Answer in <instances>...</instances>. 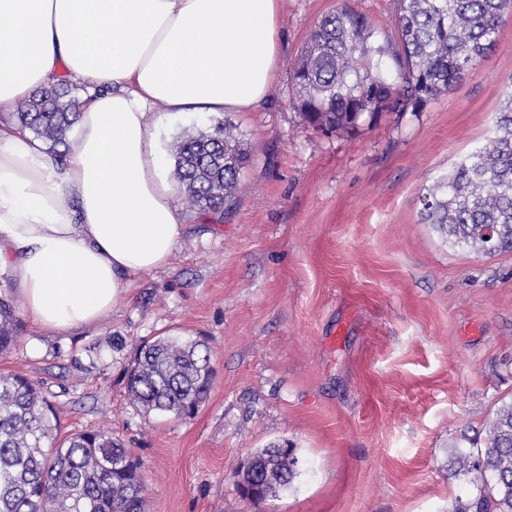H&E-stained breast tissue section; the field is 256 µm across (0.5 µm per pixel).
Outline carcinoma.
I'll list each match as a JSON object with an SVG mask.
<instances>
[{
    "label": "carcinoma",
    "mask_w": 512,
    "mask_h": 512,
    "mask_svg": "<svg viewBox=\"0 0 512 512\" xmlns=\"http://www.w3.org/2000/svg\"><path fill=\"white\" fill-rule=\"evenodd\" d=\"M397 49L374 40L364 16L348 5L324 16L294 67L293 107L305 126L356 134L382 112H418L455 87L495 42L512 0H399ZM65 79L19 102L23 130L55 146L77 122L78 101ZM229 122L177 146L172 179L191 208L217 212L234 197L249 151ZM424 218L448 243L493 257L512 252V90L495 136L421 196ZM14 306L0 298V352L18 332ZM210 347L198 338L159 336L142 343L125 369L126 388L147 412L193 415L213 379ZM51 409L25 377H0V512H145L140 462L112 436L89 430L45 447ZM460 454L476 492L453 512H512V402L489 422L484 446ZM270 445L248 461L239 489L251 500L277 494L297 474Z\"/></svg>",
    "instance_id": "1"
}]
</instances>
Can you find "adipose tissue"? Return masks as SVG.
I'll list each match as a JSON object with an SVG mask.
<instances>
[{
	"label": "adipose tissue",
	"mask_w": 512,
	"mask_h": 512,
	"mask_svg": "<svg viewBox=\"0 0 512 512\" xmlns=\"http://www.w3.org/2000/svg\"><path fill=\"white\" fill-rule=\"evenodd\" d=\"M281 0H0V112L60 73L84 85L68 159L0 123V264L34 324L99 325L184 230L161 112H249L280 62Z\"/></svg>",
	"instance_id": "obj_1"
}]
</instances>
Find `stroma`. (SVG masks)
Here are the masks:
<instances>
[{
	"label": "stroma",
	"mask_w": 512,
	"mask_h": 512,
	"mask_svg": "<svg viewBox=\"0 0 512 512\" xmlns=\"http://www.w3.org/2000/svg\"><path fill=\"white\" fill-rule=\"evenodd\" d=\"M344 3L377 39L394 34L396 0H283L260 108L163 113L166 179L181 137L237 127L250 160L231 205L204 218L175 192L186 224L165 268L99 326L58 335L20 319L0 354V376L37 383L57 439L98 428L130 449L146 512H453L472 491L450 467L461 435L512 401V252L448 244L420 203L494 135L512 13L454 90L326 135L290 106L293 66ZM165 334L211 349V389L190 417L145 412L126 389L137 347ZM275 443L296 450L291 487L242 498L239 472Z\"/></svg>",
	"instance_id": "obj_1"
}]
</instances>
